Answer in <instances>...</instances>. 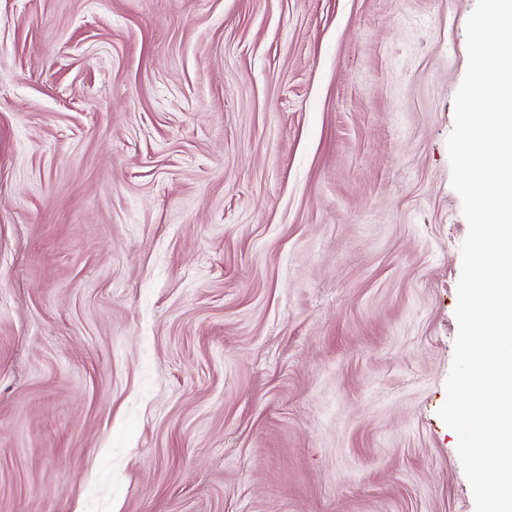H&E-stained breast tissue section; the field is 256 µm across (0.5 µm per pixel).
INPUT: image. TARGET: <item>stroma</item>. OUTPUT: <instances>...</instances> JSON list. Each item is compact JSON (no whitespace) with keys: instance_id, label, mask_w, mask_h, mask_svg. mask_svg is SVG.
<instances>
[{"instance_id":"1","label":"stroma","mask_w":512,"mask_h":512,"mask_svg":"<svg viewBox=\"0 0 512 512\" xmlns=\"http://www.w3.org/2000/svg\"><path fill=\"white\" fill-rule=\"evenodd\" d=\"M475 3L0 0V512H475Z\"/></svg>"}]
</instances>
